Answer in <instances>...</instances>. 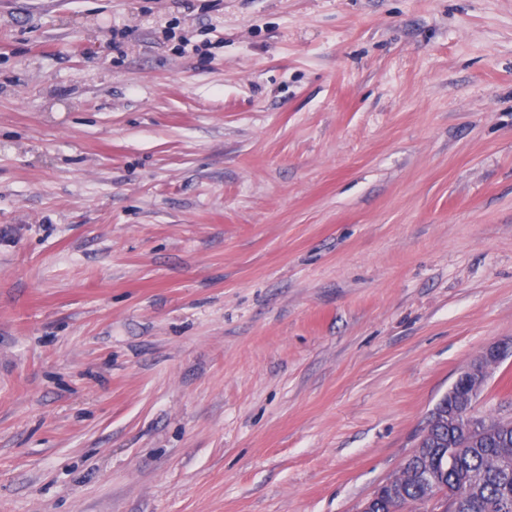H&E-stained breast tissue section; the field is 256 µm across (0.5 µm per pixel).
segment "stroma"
Instances as JSON below:
<instances>
[{
	"label": "stroma",
	"mask_w": 512,
	"mask_h": 512,
	"mask_svg": "<svg viewBox=\"0 0 512 512\" xmlns=\"http://www.w3.org/2000/svg\"><path fill=\"white\" fill-rule=\"evenodd\" d=\"M504 338L512 0H0V512H359Z\"/></svg>",
	"instance_id": "obj_1"
}]
</instances>
